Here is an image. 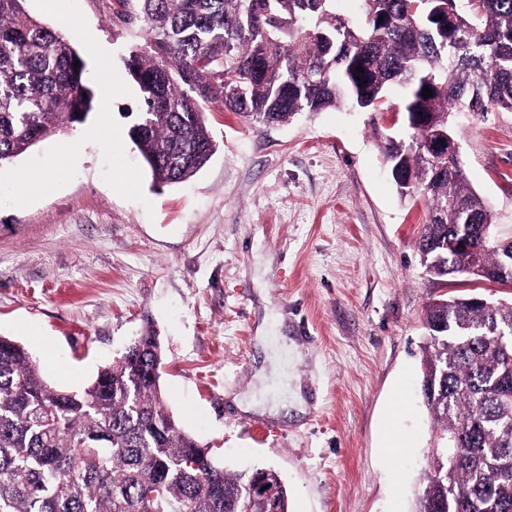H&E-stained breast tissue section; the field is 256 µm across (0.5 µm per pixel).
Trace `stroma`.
<instances>
[{
  "mask_svg": "<svg viewBox=\"0 0 512 512\" xmlns=\"http://www.w3.org/2000/svg\"><path fill=\"white\" fill-rule=\"evenodd\" d=\"M24 6L72 40L101 106L0 166V336L78 391L153 329L169 407L225 469L277 470L289 512H411L432 448L425 308L512 290L426 275V202L398 194L368 112L264 125L205 104L215 155L156 185L129 137L142 22L119 0ZM455 137L512 232V112L462 116Z\"/></svg>",
  "mask_w": 512,
  "mask_h": 512,
  "instance_id": "35a3bbf8",
  "label": "stroma"
}]
</instances>
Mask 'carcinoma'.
<instances>
[{"instance_id": "cac0c4a2", "label": "carcinoma", "mask_w": 512, "mask_h": 512, "mask_svg": "<svg viewBox=\"0 0 512 512\" xmlns=\"http://www.w3.org/2000/svg\"><path fill=\"white\" fill-rule=\"evenodd\" d=\"M336 2L120 0L153 49L126 63L142 112L129 135L153 180L185 181L215 154L202 101L266 125L391 109L399 131L378 133L379 150L398 193L427 202V274L512 278V235L483 245L492 206L468 186L461 158L434 148L462 112H512V0H357L355 18ZM93 108L73 42L24 0H0V165ZM424 329L420 395L434 436L413 512H512V301L436 299ZM161 361L147 333L68 392L0 336V512H269L257 474L289 512L274 469L229 472L180 428ZM149 485L162 488L154 501Z\"/></svg>"}]
</instances>
